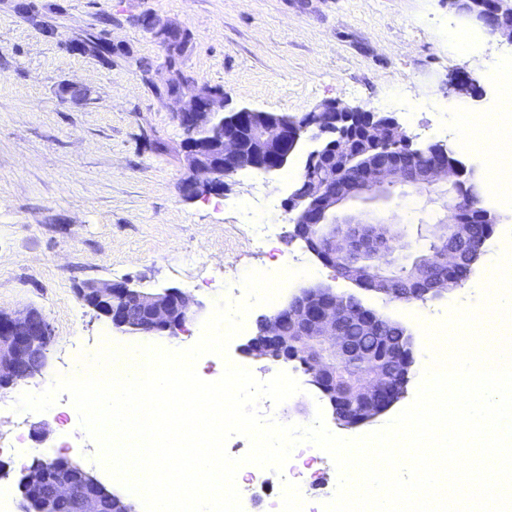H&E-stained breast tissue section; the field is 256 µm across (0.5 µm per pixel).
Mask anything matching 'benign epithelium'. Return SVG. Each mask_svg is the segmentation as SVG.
I'll list each match as a JSON object with an SVG mask.
<instances>
[{"mask_svg":"<svg viewBox=\"0 0 512 512\" xmlns=\"http://www.w3.org/2000/svg\"><path fill=\"white\" fill-rule=\"evenodd\" d=\"M451 3L465 22L512 43V23L504 19V0ZM145 28L155 40L166 44H177L185 35L156 20L145 21ZM79 47L91 54L113 50L108 40L91 36L80 40ZM166 100L173 104L184 135L183 162L189 176L181 191L188 199L224 190L226 180L243 170L262 174L280 171L293 159L298 144L308 141L311 148L303 161V186L288 197V212L294 214L293 236L324 264L345 262V279L367 291L398 301L441 295L446 292L447 283L433 281L427 271L438 267L448 272L456 266L457 254L444 247L448 235L466 239L472 233V225L496 221L495 215L482 206L481 197L470 192L473 172L448 160L437 145L415 148L408 139L403 152L381 148L371 165L338 182L314 173L317 163L336 151V139L346 141L347 133L356 130L357 124H364L377 142L396 124L392 118L328 102L320 111L307 114L299 126L288 122L251 125L249 118L256 110L241 107L228 117L224 115V93L195 82ZM397 186L415 193L442 188L448 196V218L431 230L440 249L415 260L414 273L404 289L385 273L367 274L359 261L365 257L383 261L397 258L406 248L405 235L380 221L343 214L348 203L386 199ZM79 297L110 321L112 328L146 336L177 335L195 318L199 306L176 287L146 292L127 280L88 281L79 289ZM347 312L368 324L380 320L352 296H338L329 288L313 295L303 292L293 296L283 309L262 317L265 339H251L247 347L257 357L288 363L295 361L286 353L288 346H302L309 384L327 399L336 420L352 427L372 420L404 394L413 353L410 347L402 349L397 355L398 367L392 371L386 369L383 359L362 356L341 329V319ZM285 321L299 325L301 335H282ZM52 340V327L40 310L0 312V391L41 376ZM356 361L361 363L364 377L354 384L347 367ZM98 485L91 474L62 458L25 469L18 480L19 492L33 505V512H56L57 502L69 499L76 501V512H103Z\"/></svg>","mask_w":512,"mask_h":512,"instance_id":"benign-epithelium-1","label":"benign epithelium"}]
</instances>
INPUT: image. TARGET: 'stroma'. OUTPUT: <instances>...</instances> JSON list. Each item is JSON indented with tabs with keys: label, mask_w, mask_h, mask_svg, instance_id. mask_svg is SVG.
Listing matches in <instances>:
<instances>
[{
	"label": "stroma",
	"mask_w": 512,
	"mask_h": 512,
	"mask_svg": "<svg viewBox=\"0 0 512 512\" xmlns=\"http://www.w3.org/2000/svg\"><path fill=\"white\" fill-rule=\"evenodd\" d=\"M147 17L189 35L184 69L198 82L221 87L229 107L300 117L333 101L392 117L417 146L445 145L469 168L475 161L459 145L465 132L452 112L438 107L455 97L451 73L463 71L479 84L469 97L481 109L479 123L496 121L498 83L486 73L512 59V44L467 25L448 0H0V310L36 307L54 334L43 376L29 380V387L78 370L103 344L137 343V336L116 331L79 299L83 282L128 279L146 291L180 288L202 309L184 332L156 343L187 348L230 285L284 257L315 267L316 275L292 281L271 306H254L227 358L201 357L198 374L220 377L228 359L259 379L284 371L302 390L269 408L278 422L304 425L319 410L327 428L343 438L380 429L416 395L426 355L422 317L452 304L481 306L496 251L512 242V201L483 191V205L497 222L461 287L409 303L360 290L290 237L285 202L301 162L284 173L239 172L220 196L183 197V132L172 104L156 96L136 66L147 61L158 72L164 63V48L142 24ZM454 32L468 35L465 54L450 51ZM89 33L108 37L119 54L107 62L77 50L78 39ZM67 83L83 87L84 98H63ZM259 184L273 195L278 224L277 239L266 245L253 240L246 217ZM370 208L412 237L419 225L445 217L431 197L400 186ZM317 284L340 296L358 295L412 337L414 362L403 396L356 427L335 420L302 368L242 351L261 317ZM35 426L45 427L46 436L29 440L39 453L26 455V462L66 457L137 504L98 462L96 444L79 426L63 428L56 409L18 416L0 411L1 435Z\"/></svg>",
	"instance_id": "35a3bbf8"
}]
</instances>
